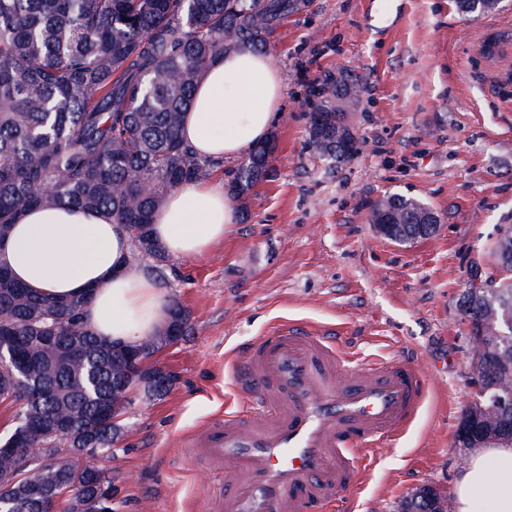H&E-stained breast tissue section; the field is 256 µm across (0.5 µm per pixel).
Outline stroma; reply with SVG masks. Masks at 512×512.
Instances as JSON below:
<instances>
[{
    "label": "stroma",
    "instance_id": "obj_1",
    "mask_svg": "<svg viewBox=\"0 0 512 512\" xmlns=\"http://www.w3.org/2000/svg\"><path fill=\"white\" fill-rule=\"evenodd\" d=\"M490 23L512 35V0L484 16L455 0H400L386 28L368 26L365 0H312L277 24L271 176L236 201L223 241L166 269L161 286L187 308L190 331L160 354L171 390L135 399L101 462L112 512L223 507V473L185 459L179 440L246 413L232 363L288 325L333 336L360 365L414 357L427 376L413 423L367 452L357 486L321 512H397L426 485L452 494L471 372L460 298L472 266L495 271L497 228L512 224V74L490 76L479 47ZM339 69L365 92L356 150L330 165L310 144L309 112L313 87ZM388 193L427 203L437 231L407 245L381 236L368 215Z\"/></svg>",
    "mask_w": 512,
    "mask_h": 512
}]
</instances>
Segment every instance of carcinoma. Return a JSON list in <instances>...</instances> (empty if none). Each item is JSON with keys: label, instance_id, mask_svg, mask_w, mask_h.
I'll list each match as a JSON object with an SVG mask.
<instances>
[{"label": "carcinoma", "instance_id": "cac0c4a2", "mask_svg": "<svg viewBox=\"0 0 512 512\" xmlns=\"http://www.w3.org/2000/svg\"><path fill=\"white\" fill-rule=\"evenodd\" d=\"M292 0H0V239L32 207H79L127 227L132 256L164 278L169 256L151 236L157 208L179 185L209 178L220 162L201 159L181 137L197 83L220 56L267 49ZM265 145L251 149L229 182L239 200L270 178ZM406 225L399 242L416 240L417 215L432 209L393 193L383 197ZM498 264L512 270V224L498 227ZM480 298H462L464 319L483 331L471 368L486 389L512 390V274L488 279ZM88 298L53 300L21 286L0 263V345L22 371L0 372V403H21L12 429L27 440L0 445V512H95L112 492L104 469L89 470L81 450H112L117 419L131 404L114 392L129 347L106 342L84 324ZM170 322L189 331L187 310L171 302ZM56 337L55 355L33 338ZM77 347L81 357L68 359ZM470 417L474 447L512 445V413L492 426ZM38 444L60 460L37 477ZM419 496L401 512H434Z\"/></svg>", "mask_w": 512, "mask_h": 512}]
</instances>
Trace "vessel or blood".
Listing matches in <instances>:
<instances>
[{"mask_svg":"<svg viewBox=\"0 0 512 512\" xmlns=\"http://www.w3.org/2000/svg\"><path fill=\"white\" fill-rule=\"evenodd\" d=\"M233 371L260 414L210 422L185 442L190 460L225 473V512H306L348 492L362 455L410 425L427 393L416 362L358 369L301 326L259 338Z\"/></svg>","mask_w":512,"mask_h":512,"instance_id":"obj_1","label":"vessel or blood"}]
</instances>
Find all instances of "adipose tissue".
<instances>
[{
    "label": "adipose tissue",
    "instance_id": "obj_1",
    "mask_svg": "<svg viewBox=\"0 0 512 512\" xmlns=\"http://www.w3.org/2000/svg\"><path fill=\"white\" fill-rule=\"evenodd\" d=\"M283 94L272 57L243 49L220 57L201 78L182 136L202 158L233 159L270 134ZM234 208L214 182H187L155 213L152 235L169 256L194 258L223 240ZM124 225L79 208L26 211L0 240V261L40 295L88 296L85 323L102 339L128 346L169 318L168 298L150 276L129 268ZM453 512H512V446L474 449L456 483Z\"/></svg>",
    "mask_w": 512,
    "mask_h": 512
}]
</instances>
